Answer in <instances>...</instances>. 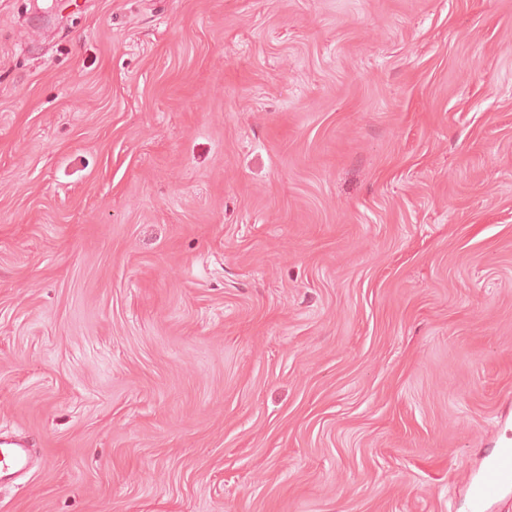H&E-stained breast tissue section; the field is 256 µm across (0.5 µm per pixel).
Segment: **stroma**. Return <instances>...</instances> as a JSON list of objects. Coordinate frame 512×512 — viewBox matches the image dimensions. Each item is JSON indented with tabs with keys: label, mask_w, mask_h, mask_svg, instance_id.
Here are the masks:
<instances>
[{
	"label": "stroma",
	"mask_w": 512,
	"mask_h": 512,
	"mask_svg": "<svg viewBox=\"0 0 512 512\" xmlns=\"http://www.w3.org/2000/svg\"><path fill=\"white\" fill-rule=\"evenodd\" d=\"M0 512H470L512 433V0H0ZM31 449L27 444L13 439L0 441V485L23 472L29 465Z\"/></svg>",
	"instance_id": "obj_1"
}]
</instances>
